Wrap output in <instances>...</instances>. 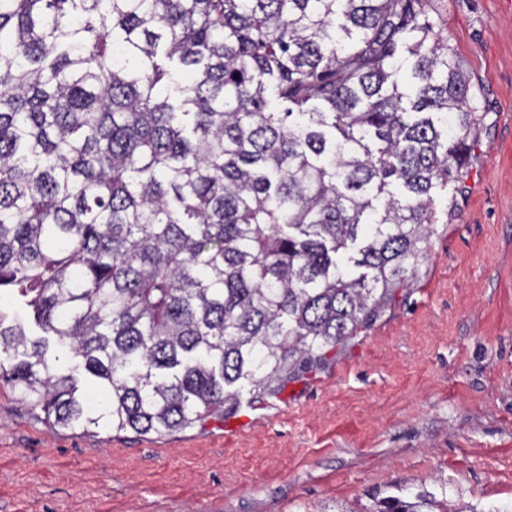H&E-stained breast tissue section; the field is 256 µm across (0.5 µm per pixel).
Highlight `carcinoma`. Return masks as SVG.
I'll list each match as a JSON object with an SVG mask.
<instances>
[{"mask_svg": "<svg viewBox=\"0 0 512 512\" xmlns=\"http://www.w3.org/2000/svg\"><path fill=\"white\" fill-rule=\"evenodd\" d=\"M419 2L0 0V291L44 333L0 312V383L53 427L179 430L376 318L484 120ZM0 309L10 315L25 318L31 324L29 332L33 335L31 336L32 338H37L40 337L39 335H42L39 329L33 325V318L30 315V311L19 302L16 294L2 292L0 297Z\"/></svg>", "mask_w": 512, "mask_h": 512, "instance_id": "cac0c4a2", "label": "carcinoma"}]
</instances>
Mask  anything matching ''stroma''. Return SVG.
<instances>
[{
  "instance_id": "35a3bbf8",
  "label": "stroma",
  "mask_w": 512,
  "mask_h": 512,
  "mask_svg": "<svg viewBox=\"0 0 512 512\" xmlns=\"http://www.w3.org/2000/svg\"><path fill=\"white\" fill-rule=\"evenodd\" d=\"M485 115L411 284L238 428H51L0 387V512H375L512 503V0H421ZM414 501H407L401 497L389 496L379 502V510L375 512H474L475 510L454 509L448 510V496L441 492V498L434 493L420 492Z\"/></svg>"
}]
</instances>
